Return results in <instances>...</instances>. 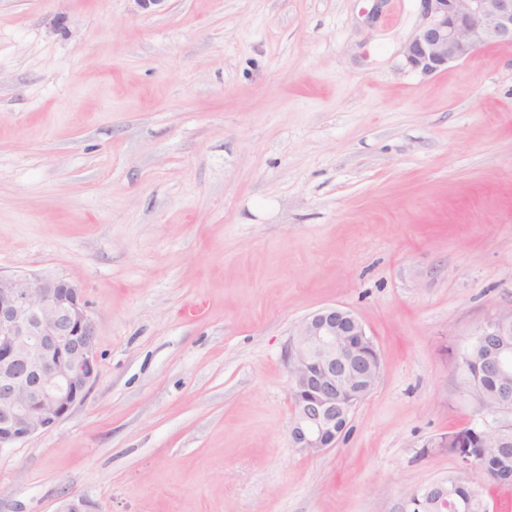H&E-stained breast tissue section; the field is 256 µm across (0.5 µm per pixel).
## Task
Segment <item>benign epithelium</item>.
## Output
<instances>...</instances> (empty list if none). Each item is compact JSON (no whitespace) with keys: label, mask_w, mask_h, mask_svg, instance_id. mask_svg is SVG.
Wrapping results in <instances>:
<instances>
[{"label":"benign epithelium","mask_w":512,"mask_h":512,"mask_svg":"<svg viewBox=\"0 0 512 512\" xmlns=\"http://www.w3.org/2000/svg\"><path fill=\"white\" fill-rule=\"evenodd\" d=\"M423 21L405 45L414 70L433 75L480 49L512 44V0H421ZM369 338L350 310L322 307L295 327L286 351L293 447H336L354 408L346 350ZM96 325L82 285L64 277L0 274V449L55 429L97 377Z\"/></svg>","instance_id":"obj_1"}]
</instances>
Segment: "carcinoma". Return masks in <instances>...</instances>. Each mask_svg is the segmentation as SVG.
Returning a JSON list of instances; mask_svg holds the SVG:
<instances>
[{"instance_id":"carcinoma-1","label":"carcinoma","mask_w":512,"mask_h":512,"mask_svg":"<svg viewBox=\"0 0 512 512\" xmlns=\"http://www.w3.org/2000/svg\"><path fill=\"white\" fill-rule=\"evenodd\" d=\"M508 368L498 371L487 359V348L500 341L498 336H478L463 354L458 366L462 387L482 408L512 404V336L506 337ZM512 415L504 413L494 431L485 433L475 426L450 433L434 444L448 452L466 455L480 479L490 478L503 485L512 484ZM435 491H421L407 512H487V504L466 481L449 475L431 484Z\"/></svg>"}]
</instances>
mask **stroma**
<instances>
[{"label":"stroma","instance_id":"stroma-1","mask_svg":"<svg viewBox=\"0 0 512 512\" xmlns=\"http://www.w3.org/2000/svg\"><path fill=\"white\" fill-rule=\"evenodd\" d=\"M419 0H0V273L86 291L97 378L0 450V512H402L470 472L457 366L512 305V45L425 76ZM381 361L293 448L285 353ZM430 445L422 453V445ZM291 336L286 351L293 408L290 436L293 448L318 455L336 447L354 408L348 392L355 372L345 359L346 350L365 339L375 345L360 319L336 305L305 316ZM357 359L369 366L379 364L374 389L381 370L376 348L364 344Z\"/></svg>","mask_w":512,"mask_h":512}]
</instances>
